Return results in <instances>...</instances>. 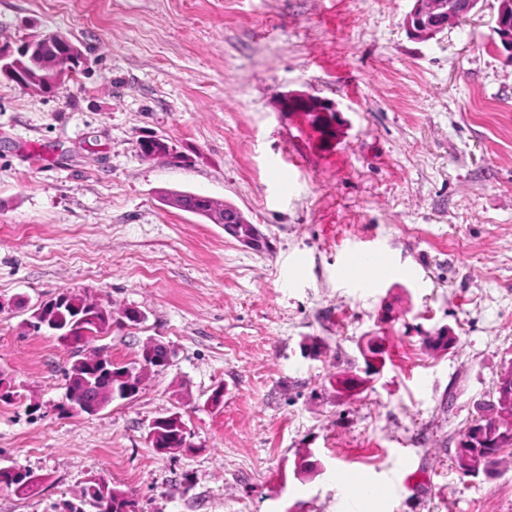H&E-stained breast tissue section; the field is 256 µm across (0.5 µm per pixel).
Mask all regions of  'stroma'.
<instances>
[{
	"label": "stroma",
	"instance_id": "35a3bbf8",
	"mask_svg": "<svg viewBox=\"0 0 512 512\" xmlns=\"http://www.w3.org/2000/svg\"><path fill=\"white\" fill-rule=\"evenodd\" d=\"M498 6L421 42L412 0H0V45L60 34L85 57L49 94L0 78V371L19 394L0 402V466L42 479L32 496L0 488V512H63L98 476L136 512H348L336 475L353 467L393 485L361 512H512V455L491 480L453 462L512 357ZM290 91L336 104L333 143L281 112ZM151 135L178 162L144 159ZM168 191L235 205L268 248ZM356 246L389 256L378 283L342 277ZM62 292L141 313L98 339L113 361L158 341L170 365L95 414H61L76 352L29 322ZM442 328L456 341L436 353L424 340ZM370 333L384 368L337 389ZM174 412L192 446L172 457L148 434ZM305 448L318 470L300 480Z\"/></svg>",
	"mask_w": 512,
	"mask_h": 512
}]
</instances>
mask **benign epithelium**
Segmentation results:
<instances>
[{
  "instance_id": "benign-epithelium-1",
  "label": "benign epithelium",
  "mask_w": 512,
  "mask_h": 512,
  "mask_svg": "<svg viewBox=\"0 0 512 512\" xmlns=\"http://www.w3.org/2000/svg\"><path fill=\"white\" fill-rule=\"evenodd\" d=\"M479 3L480 0H448V4L445 5L441 0H413L412 9L404 19V27L413 39L427 41L444 31L449 25L465 19L477 9ZM495 33L503 49L512 51V0H500ZM55 41L61 52L42 56L37 71L27 70L16 59V55L23 54L40 42V39L35 37L26 40L16 49L9 45H0V76L19 83L23 88L34 93L51 92L72 74L73 65L83 56L80 47L66 37L57 35ZM281 111L304 116L309 126L320 133L323 142L332 141V137L321 132L319 125L312 123L310 114L319 112L326 115L335 112L337 111L335 104L317 100L307 93H289L281 100ZM215 223L224 225V233L246 247L255 251L265 248L266 237L257 227L249 237L234 234V225L248 223L244 213L236 206L225 207L223 214L215 219ZM170 362L169 358L163 359L155 355L154 347H146L143 357L139 360L140 368L129 370L127 384L123 390L124 397H131L140 390L146 373L153 369L156 371L164 369L170 365ZM66 399L68 401L66 410L73 414H91L99 411V405L87 402L83 396L72 390L68 391Z\"/></svg>"
}]
</instances>
